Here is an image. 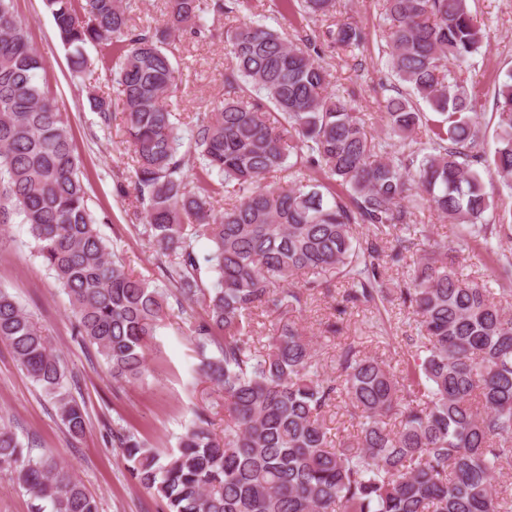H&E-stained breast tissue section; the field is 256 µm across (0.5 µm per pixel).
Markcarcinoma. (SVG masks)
I'll use <instances>...</instances> for the list:
<instances>
[{"label": "carcinoma", "mask_w": 512, "mask_h": 512, "mask_svg": "<svg viewBox=\"0 0 512 512\" xmlns=\"http://www.w3.org/2000/svg\"><path fill=\"white\" fill-rule=\"evenodd\" d=\"M74 72L93 62L119 86L130 179L143 231L168 287L131 275L97 229L99 219L74 154L71 127L40 83L46 61L30 44L13 0H0V245L15 220L69 299L75 334L96 347L117 382L140 379L149 342L166 316L168 289L200 302L190 340L200 374L224 393V434L199 407L178 447L161 456L136 433L116 434L134 483L163 512H512V314L498 291L463 277L449 260L464 240L438 241L428 210L463 227L512 277L498 242L512 211L489 213L483 173L512 189V71L495 91V141L483 150L482 115L462 65L482 37L469 0H385L384 54L403 89L371 133L344 96L328 91L320 64L336 48L368 40L344 23L320 40L290 41L253 21L224 31V98L197 112L188 149L171 100L182 84L176 34L205 32L204 14L228 16L244 0H167L160 26L130 24L131 0H44ZM328 16L336 0H296ZM102 124L112 100L88 92ZM426 102L433 113L420 109ZM401 137L406 150L390 140ZM198 162L193 179L184 172ZM322 175L317 183L312 174ZM233 188L224 209L218 195ZM372 226L361 237L357 226ZM402 232L385 250L391 231ZM204 238L214 280L206 287L193 241ZM417 257L403 282L389 262ZM347 284L343 300L416 317L411 360L394 367L336 346V378L318 372L313 337L288 317L307 297ZM274 312L271 342L258 350L252 315ZM0 341L54 400L68 436L86 432L85 411L46 329L0 289ZM345 404L356 430L339 437L325 409ZM0 472L14 475L31 512H99L81 480L52 455H32L0 425Z\"/></svg>", "instance_id": "cac0c4a2"}]
</instances>
